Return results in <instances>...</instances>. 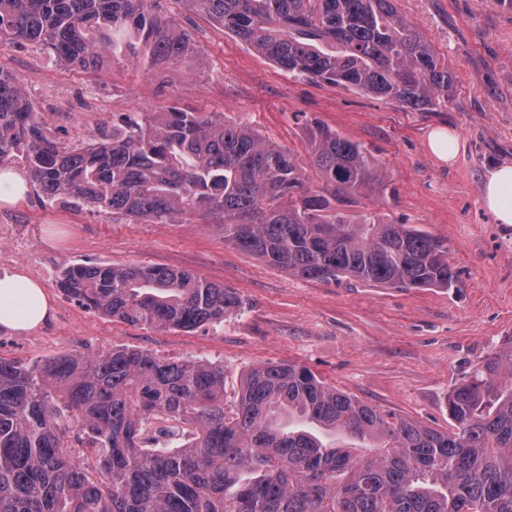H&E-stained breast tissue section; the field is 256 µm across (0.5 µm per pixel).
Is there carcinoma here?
Returning a JSON list of instances; mask_svg holds the SVG:
<instances>
[{
  "mask_svg": "<svg viewBox=\"0 0 512 512\" xmlns=\"http://www.w3.org/2000/svg\"><path fill=\"white\" fill-rule=\"evenodd\" d=\"M158 0H0V45L94 70L126 52L150 69L193 58ZM288 74L430 111L453 77L395 0H185ZM308 147L344 194L382 183L362 145L319 124ZM49 202L166 222L224 215V242L306 279L451 288L438 239L357 220L304 190L288 150L216 112L123 115L96 145L59 142L0 70V163ZM62 290L132 325L191 329L238 305L164 267L77 264ZM448 433L366 404L305 367L251 368L224 407V364L114 347L22 366L0 358V512H512V339L448 394ZM90 447L74 451L71 435ZM370 449L359 456L354 442Z\"/></svg>",
  "mask_w": 512,
  "mask_h": 512,
  "instance_id": "carcinoma-1",
  "label": "carcinoma"
}]
</instances>
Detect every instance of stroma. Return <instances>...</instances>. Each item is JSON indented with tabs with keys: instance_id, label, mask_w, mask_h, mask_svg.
Here are the masks:
<instances>
[{
	"instance_id": "stroma-1",
	"label": "stroma",
	"mask_w": 512,
	"mask_h": 512,
	"mask_svg": "<svg viewBox=\"0 0 512 512\" xmlns=\"http://www.w3.org/2000/svg\"><path fill=\"white\" fill-rule=\"evenodd\" d=\"M160 10L191 32L197 54L161 75L132 58L93 72L55 63L27 43L0 48V69L22 85L59 140L99 142L125 112L171 104L220 112L293 152L310 192L332 196L307 150L318 122L358 142L383 184L343 194L355 218L404 224L440 240L454 288H389L352 279L300 278L224 241V218L192 209L177 222L134 220L36 194L0 207V274L38 276L51 311L24 332L0 329V358L32 365L65 353L123 346L169 361L224 365V405L262 363L296 364L364 403L452 430L448 393L493 347L512 338V226L480 202L486 172L512 162V0H396L453 75L445 105L416 111L329 84L294 78L179 0ZM455 130L454 164L429 150L433 128ZM159 266L224 285L240 301L223 323L191 330L131 325L81 306L59 286L76 264Z\"/></svg>"
}]
</instances>
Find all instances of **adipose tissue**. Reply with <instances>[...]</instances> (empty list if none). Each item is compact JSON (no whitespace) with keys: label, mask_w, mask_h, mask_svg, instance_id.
Listing matches in <instances>:
<instances>
[{"label":"adipose tissue","mask_w":512,"mask_h":512,"mask_svg":"<svg viewBox=\"0 0 512 512\" xmlns=\"http://www.w3.org/2000/svg\"><path fill=\"white\" fill-rule=\"evenodd\" d=\"M482 203L495 223L512 225V164L488 170ZM50 312L43 285L23 272L0 275V327L28 331L45 321Z\"/></svg>","instance_id":"obj_1"}]
</instances>
